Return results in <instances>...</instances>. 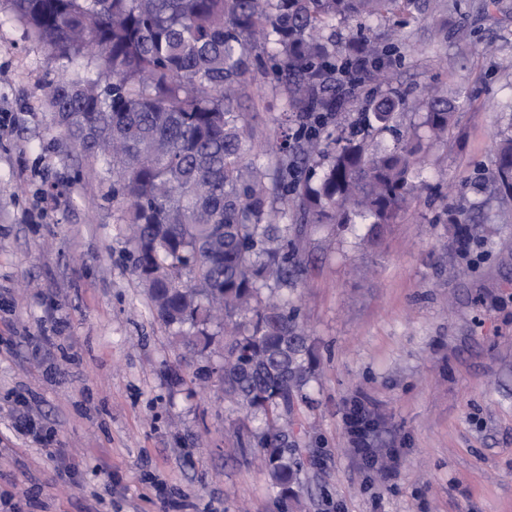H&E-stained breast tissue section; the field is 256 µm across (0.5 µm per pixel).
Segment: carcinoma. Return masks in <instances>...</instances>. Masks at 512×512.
<instances>
[{"instance_id": "cac0c4a2", "label": "carcinoma", "mask_w": 512, "mask_h": 512, "mask_svg": "<svg viewBox=\"0 0 512 512\" xmlns=\"http://www.w3.org/2000/svg\"><path fill=\"white\" fill-rule=\"evenodd\" d=\"M30 35L59 59L89 50L95 73L57 77L46 104L73 148L112 166V199L129 231L132 272L157 317L177 328L188 351L224 350V394L264 428L272 484L299 473L295 449L275 445L295 404L306 401L315 346L303 334L284 290L303 272L300 244L308 224H349L373 234L394 223L414 199L424 165L406 141L372 146L396 114L423 112L432 141L448 139L456 109L426 91L408 100L391 87L373 100L361 137L332 138L317 120L333 112L336 60L379 58L362 22L394 11L420 13L427 0H8ZM356 25L341 45L330 22ZM272 50L287 115L277 142L257 139L240 99L255 54L254 35ZM277 158L275 169L265 163ZM326 167L302 184L296 169ZM492 181L512 197V134L500 138ZM298 196L301 223L278 202Z\"/></svg>"}]
</instances>
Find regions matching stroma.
<instances>
[{
  "label": "stroma",
  "instance_id": "1",
  "mask_svg": "<svg viewBox=\"0 0 512 512\" xmlns=\"http://www.w3.org/2000/svg\"><path fill=\"white\" fill-rule=\"evenodd\" d=\"M393 86L456 102L430 145L423 188L368 244L369 227H310L290 293L317 345L311 405L288 427L299 506L273 488L248 434L260 419L224 396V352L178 345L132 272L112 173L69 148L42 87L60 60L0 0V512H512V199L490 174L512 128V16L486 0L420 20H364ZM243 100L257 136L284 94L264 68ZM364 80L329 126L350 134ZM394 480L351 452L354 404ZM29 414L42 441L18 436ZM65 458H58V449Z\"/></svg>",
  "mask_w": 512,
  "mask_h": 512
}]
</instances>
